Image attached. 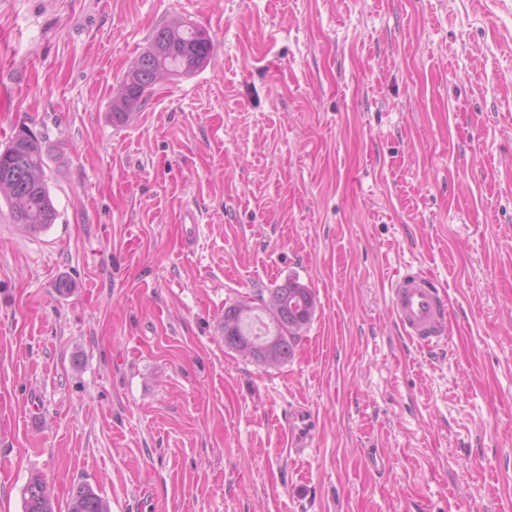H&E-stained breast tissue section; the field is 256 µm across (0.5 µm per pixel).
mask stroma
<instances>
[{"mask_svg": "<svg viewBox=\"0 0 512 512\" xmlns=\"http://www.w3.org/2000/svg\"><path fill=\"white\" fill-rule=\"evenodd\" d=\"M173 19L210 59L113 124ZM22 128L58 218L0 204V512L34 474L56 512L79 483L111 512H512V0H0V147ZM408 265L448 296L431 351L391 315ZM290 278L292 358L226 348L225 306ZM314 416L303 407L294 408L287 417V445L290 450L300 451L311 434Z\"/></svg>", "mask_w": 512, "mask_h": 512, "instance_id": "obj_1", "label": "stroma"}]
</instances>
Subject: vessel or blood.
Listing matches in <instances>:
<instances>
[{
	"label": "vessel or blood",
	"instance_id": "vessel-or-blood-1",
	"mask_svg": "<svg viewBox=\"0 0 512 512\" xmlns=\"http://www.w3.org/2000/svg\"><path fill=\"white\" fill-rule=\"evenodd\" d=\"M389 303L401 335L424 348L448 340V300L438 281L414 268H406L391 280ZM314 417L303 407L294 408L287 419V444L301 450L311 434Z\"/></svg>",
	"mask_w": 512,
	"mask_h": 512
}]
</instances>
